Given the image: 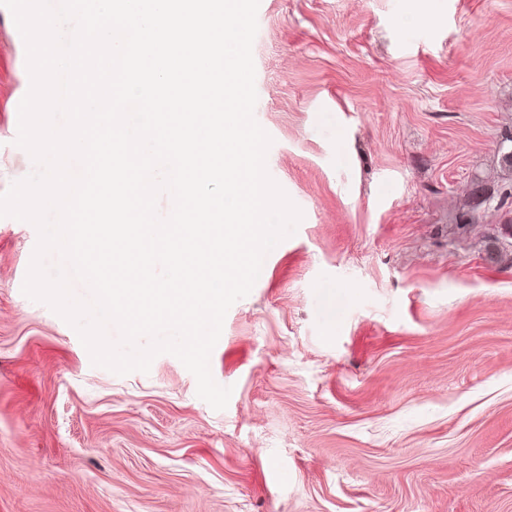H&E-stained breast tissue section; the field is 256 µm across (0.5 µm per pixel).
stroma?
<instances>
[{"instance_id": "obj_1", "label": "stroma", "mask_w": 512, "mask_h": 512, "mask_svg": "<svg viewBox=\"0 0 512 512\" xmlns=\"http://www.w3.org/2000/svg\"><path fill=\"white\" fill-rule=\"evenodd\" d=\"M254 116L296 231L198 397L93 366L0 218V512H512V0H260ZM26 49L0 7V192ZM477 226L463 224L467 212Z\"/></svg>"}]
</instances>
